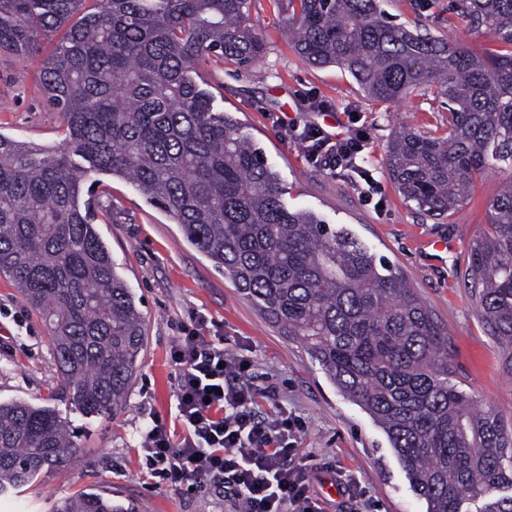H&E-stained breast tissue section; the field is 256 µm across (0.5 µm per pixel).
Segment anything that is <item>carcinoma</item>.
Returning <instances> with one entry per match:
<instances>
[{"mask_svg": "<svg viewBox=\"0 0 512 512\" xmlns=\"http://www.w3.org/2000/svg\"><path fill=\"white\" fill-rule=\"evenodd\" d=\"M248 0H0V52L27 58L58 33L41 68L62 112L52 151L0 134V276L44 319L62 395L114 415L146 345L141 300L94 224L99 175L131 181L184 239L300 341L382 427L427 512H512V427L450 380L448 338L388 261L317 214L291 210L264 151L193 77L214 56L246 68L264 55ZM458 17L501 46L478 53L396 23L380 0H288V35L315 66L346 70L374 101L430 90L448 133L403 128L386 165L433 218L475 178L512 163V0H458ZM466 287L512 376V180L469 248ZM79 436L52 410L0 403V491L68 466ZM52 512H124L74 494Z\"/></svg>", "mask_w": 512, "mask_h": 512, "instance_id": "cac0c4a2", "label": "carcinoma"}]
</instances>
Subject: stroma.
Returning <instances> with one entry per match:
<instances>
[{
    "instance_id": "stroma-1",
    "label": "stroma",
    "mask_w": 512,
    "mask_h": 512,
    "mask_svg": "<svg viewBox=\"0 0 512 512\" xmlns=\"http://www.w3.org/2000/svg\"><path fill=\"white\" fill-rule=\"evenodd\" d=\"M453 0H383L395 22L437 35L454 33L479 52L494 41L469 31ZM252 24L266 44L261 61L245 69L209 58L197 66V81L213 97L215 110L231 113L262 147L278 171L289 209L310 210L328 224L354 234L387 259L448 331L451 381L477 408L512 424V378L502 370V351L490 336L478 304L464 286L469 244L489 229L488 206L512 165L476 178L461 207L433 219L406 203L385 166L387 146L399 120L430 137L444 135L448 114L433 94L399 106L371 100L351 75L335 66L315 67L294 51L287 34L288 0H250ZM57 35L41 38L27 59L0 52V133L48 148L59 145L61 112L38 90L43 59ZM364 131L357 162L369 170L362 180L351 170H323L312 163L296 135L303 127ZM96 224L119 271L143 300L147 342L140 369L116 415L76 410L67 398L51 397L60 374L45 327L14 283L0 276V403L24 400L46 405L81 436V463L44 471L36 483L0 494V512H50L55 501L76 492L103 493L125 512H240L224 487L172 486L155 474L141 442L154 419L181 431L176 418L178 369L171 353L195 316L206 319V335L218 334L231 356L247 360L262 394L260 415L287 409L299 419L295 464H322L314 490L324 512L325 493L336 477L352 478L361 498L344 500L343 512H426L380 426L329 382L303 344L282 336L258 308L184 240L165 212L122 178L99 184Z\"/></svg>"
}]
</instances>
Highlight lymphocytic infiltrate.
<instances>
[{
	"instance_id": "1",
	"label": "lymphocytic infiltrate",
	"mask_w": 512,
	"mask_h": 512,
	"mask_svg": "<svg viewBox=\"0 0 512 512\" xmlns=\"http://www.w3.org/2000/svg\"><path fill=\"white\" fill-rule=\"evenodd\" d=\"M365 133H329L310 126L299 141L320 168L354 163ZM179 368L177 418L183 426L172 437L154 420L142 448L172 485L204 487L222 480L247 512H322L309 471L294 466L297 421L287 410L274 416L255 411L259 395L244 360H229L224 339L207 336L202 323L186 329L172 353Z\"/></svg>"
}]
</instances>
